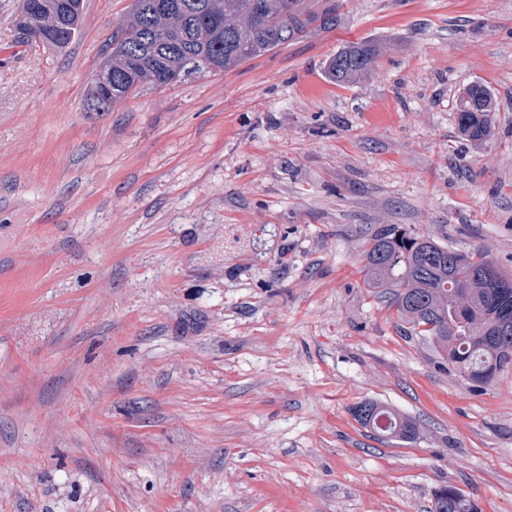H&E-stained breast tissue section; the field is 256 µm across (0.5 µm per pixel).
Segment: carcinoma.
Here are the masks:
<instances>
[{
  "instance_id": "cac0c4a2",
  "label": "carcinoma",
  "mask_w": 512,
  "mask_h": 512,
  "mask_svg": "<svg viewBox=\"0 0 512 512\" xmlns=\"http://www.w3.org/2000/svg\"><path fill=\"white\" fill-rule=\"evenodd\" d=\"M45 13L42 45L66 48L80 29L84 0H28ZM341 0H133L130 19L106 46L111 64L95 73L116 102L144 87H160L203 71H226L281 45L339 26ZM224 17V29L195 32L199 15ZM377 47H342L325 66L338 85L364 75ZM495 96L474 82L456 97V124L471 141L493 135ZM366 288L392 296L396 323L433 347L448 372L487 385L512 369V276L501 272L487 245L466 253L433 236L393 224L368 239L360 268ZM364 429L404 443L424 435L422 423L389 405L364 399L351 408ZM431 512H478L460 489L434 491Z\"/></svg>"
}]
</instances>
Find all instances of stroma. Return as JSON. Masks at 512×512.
<instances>
[{"instance_id":"obj_1","label":"stroma","mask_w":512,"mask_h":512,"mask_svg":"<svg viewBox=\"0 0 512 512\" xmlns=\"http://www.w3.org/2000/svg\"><path fill=\"white\" fill-rule=\"evenodd\" d=\"M131 3L85 0L57 50L0 0V512H428L443 485L512 512V370L449 375L359 274L390 224L512 274V0H343L337 29L88 111ZM477 80L485 143L455 122ZM364 399L426 437L366 431ZM377 51L376 44L370 41L338 49L326 62L327 80L341 85L364 75L371 68ZM495 96L485 84L474 82L456 97V124L471 141H487L493 135Z\"/></svg>"}]
</instances>
